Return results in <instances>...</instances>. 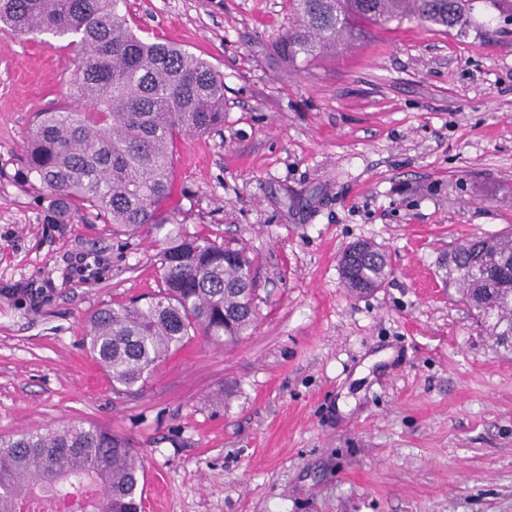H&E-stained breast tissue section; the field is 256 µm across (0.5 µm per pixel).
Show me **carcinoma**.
Masks as SVG:
<instances>
[{
    "mask_svg": "<svg viewBox=\"0 0 512 512\" xmlns=\"http://www.w3.org/2000/svg\"><path fill=\"white\" fill-rule=\"evenodd\" d=\"M473 0H288L292 24L276 41L286 62L316 56L365 33V23L414 20L462 36ZM119 0H0V33L70 37L81 64L71 88L80 108L37 114L24 158L27 176L60 210L94 211L133 234L167 229L163 288L144 303L106 305L90 319L92 357L112 389L144 387L156 367L201 334L215 344L248 335L257 319L254 261L243 247L167 228L174 147L183 135L224 125V75L207 59L148 41ZM496 343L512 344V232L452 243L439 265ZM355 294L380 287L388 258L373 243L339 267ZM142 457L99 425L66 422L0 438V512L78 500L81 512H140Z\"/></svg>",
    "mask_w": 512,
    "mask_h": 512,
    "instance_id": "carcinoma-1",
    "label": "carcinoma"
}]
</instances>
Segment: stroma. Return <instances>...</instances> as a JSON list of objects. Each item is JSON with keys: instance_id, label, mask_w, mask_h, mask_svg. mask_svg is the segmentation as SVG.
Segmentation results:
<instances>
[{"instance_id": "35a3bbf8", "label": "stroma", "mask_w": 512, "mask_h": 512, "mask_svg": "<svg viewBox=\"0 0 512 512\" xmlns=\"http://www.w3.org/2000/svg\"><path fill=\"white\" fill-rule=\"evenodd\" d=\"M122 11L224 75V125L180 139L165 211L247 248L258 320L113 391L87 320L161 289L162 238L57 214L27 180L34 117L71 105L78 58L0 34V437L69 421L127 437L143 512H512V352L437 267L451 241L512 231V19L476 0L466 36L373 25L287 64V0ZM361 240L390 267L356 295L338 258Z\"/></svg>"}]
</instances>
